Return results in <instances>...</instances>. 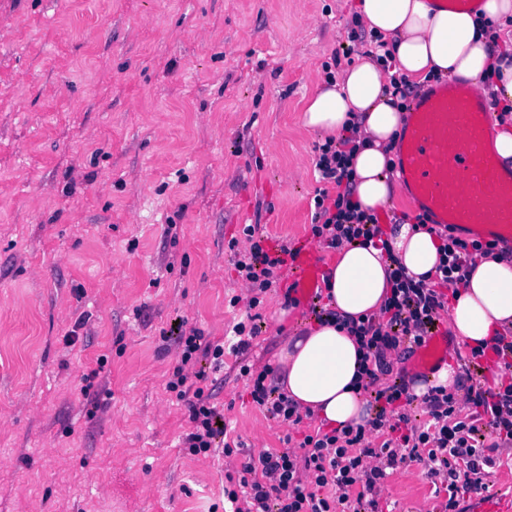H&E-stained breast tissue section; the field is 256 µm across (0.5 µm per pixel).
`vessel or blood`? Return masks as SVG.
<instances>
[{
    "label": "vessel or blood",
    "instance_id": "obj_1",
    "mask_svg": "<svg viewBox=\"0 0 512 512\" xmlns=\"http://www.w3.org/2000/svg\"><path fill=\"white\" fill-rule=\"evenodd\" d=\"M485 102L469 85L436 83L416 97L404 115L397 156L401 189L435 224L462 236L512 246V169L500 167ZM297 290L313 296L324 271L309 247L292 263ZM448 360L445 329L415 349L417 372L432 373Z\"/></svg>",
    "mask_w": 512,
    "mask_h": 512
}]
</instances>
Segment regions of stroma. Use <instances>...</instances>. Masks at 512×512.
<instances>
[{
    "label": "stroma",
    "mask_w": 512,
    "mask_h": 512,
    "mask_svg": "<svg viewBox=\"0 0 512 512\" xmlns=\"http://www.w3.org/2000/svg\"><path fill=\"white\" fill-rule=\"evenodd\" d=\"M357 0H0V512H224L238 457L194 456L160 329L216 342L250 298L241 225L311 244L308 100L356 63ZM70 29L60 44L58 28ZM149 190H142L143 182ZM237 306H230L232 296ZM258 308L247 362L277 364L302 320ZM105 365H98L99 356ZM94 382H86L87 374ZM236 358L212 375L244 453L282 448ZM438 479L389 471L381 512H444Z\"/></svg>",
    "instance_id": "obj_1"
}]
</instances>
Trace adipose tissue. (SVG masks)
Here are the masks:
<instances>
[{
  "instance_id": "ef3b65f1",
  "label": "adipose tissue",
  "mask_w": 512,
  "mask_h": 512,
  "mask_svg": "<svg viewBox=\"0 0 512 512\" xmlns=\"http://www.w3.org/2000/svg\"><path fill=\"white\" fill-rule=\"evenodd\" d=\"M360 23L382 37L392 50L396 69L407 82L420 83L441 73L470 83L476 94L497 93L512 105V0H484L481 13L435 10L428 0H359ZM496 25L506 34L504 46H490L486 31ZM500 77L485 84L490 65ZM389 74L371 59L346 70L335 84L322 88L303 114L305 127L340 135L347 120L359 126L362 144L354 157V198L376 208L394 191L389 149L403 125ZM389 243L407 273L434 271L440 240L411 224L398 225ZM388 264L380 250L354 243L342 247L328 268L330 305L349 318L378 313L387 291ZM449 310V323L468 346L512 330V260L480 258ZM358 346L347 331L318 321L304 326L279 352L285 367L284 390L300 410H308L328 428L365 423L371 414L362 391L353 387L359 366Z\"/></svg>"
}]
</instances>
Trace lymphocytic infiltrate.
Returning a JSON list of instances; mask_svg holds the SVG:
<instances>
[{"mask_svg": "<svg viewBox=\"0 0 512 512\" xmlns=\"http://www.w3.org/2000/svg\"><path fill=\"white\" fill-rule=\"evenodd\" d=\"M353 137L326 138L315 147V169L326 188L317 190L311 232L329 249L352 242L374 246L391 254L380 215L364 209L352 199ZM416 228L435 234L441 241L439 262L432 276L414 278L402 265L388 272L391 294L379 315L350 323L349 331L363 351L361 388L372 399L373 418L356 426L330 431L318 427L304 433L297 447L263 452L259 458H245L234 474L228 475L224 495L233 512H379L373 492L386 477L385 466L422 463L430 476H444L448 494L447 512H463L464 496L489 492L481 477L483 466L493 464L495 448L512 445V336H495L470 348L460 357V367L470 370L481 362L494 364L493 385H469L464 399L439 385L429 387L423 396L412 393L405 380H391L392 355L411 353L433 330L448 310V288L466 283L476 258H504L512 249L495 241L468 239L454 228L430 223L427 215L417 214ZM242 233L248 249H234V268L253 296L250 307L260 304L259 296L281 281L295 250L281 246L270 251L263 244L259 225H244ZM236 337L231 347L212 342L198 328L182 329L175 341L177 361L166 382L168 392L185 403L192 429L183 439L192 455H208L227 444L224 414L206 392L208 368H221L225 353L243 355L257 336L252 321L233 327ZM239 375L253 403L272 418L289 426L301 424L297 406L274 383L270 365L240 364ZM421 401L428 416L420 426L413 425L407 412L414 401ZM494 434L486 443V434Z\"/></svg>", "mask_w": 512, "mask_h": 512, "instance_id": "obj_1", "label": "lymphocytic infiltrate"}]
</instances>
